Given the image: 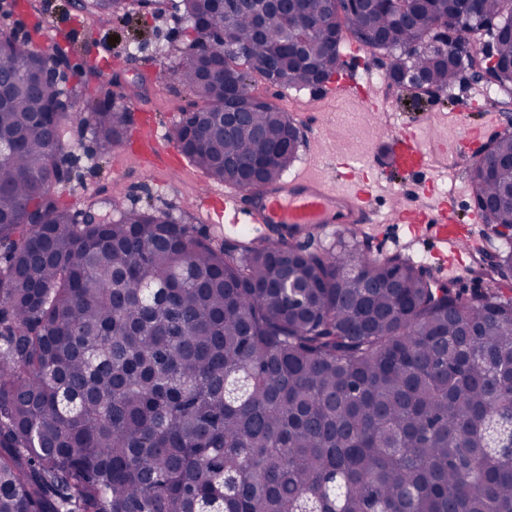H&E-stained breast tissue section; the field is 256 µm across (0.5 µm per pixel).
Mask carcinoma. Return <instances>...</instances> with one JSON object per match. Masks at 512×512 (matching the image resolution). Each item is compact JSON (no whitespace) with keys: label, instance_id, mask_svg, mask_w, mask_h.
<instances>
[{"label":"carcinoma","instance_id":"cac0c4a2","mask_svg":"<svg viewBox=\"0 0 512 512\" xmlns=\"http://www.w3.org/2000/svg\"><path fill=\"white\" fill-rule=\"evenodd\" d=\"M194 33L176 79L198 110L218 111L225 79L271 62L287 31L323 23L321 0L245 50L218 31L213 0H179ZM117 24L127 0H88ZM338 16L339 38L376 35L394 52L386 78L418 71L448 91L491 51L512 61L506 0H475L479 22L448 37V54L421 45L448 18V0ZM484 31L477 46L471 34ZM16 83L0 104V512H512V237L485 287L471 295L399 255L347 245L302 248L322 227L278 224L237 244L164 212L131 208L77 221L54 189L71 173L64 146L74 119L105 157L130 113L114 104L112 73L85 68L95 93L41 78L50 55L0 32ZM222 79L203 80L210 61ZM336 68V48L313 39L311 61L279 58V86L313 87ZM251 132L195 127L188 161L218 183L261 191L299 148L287 114L255 94ZM466 171L490 228L512 226V175L471 160Z\"/></svg>","mask_w":512,"mask_h":512}]
</instances>
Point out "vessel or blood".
I'll use <instances>...</instances> for the list:
<instances>
[{
    "label": "vessel or blood",
    "mask_w": 512,
    "mask_h": 512,
    "mask_svg": "<svg viewBox=\"0 0 512 512\" xmlns=\"http://www.w3.org/2000/svg\"><path fill=\"white\" fill-rule=\"evenodd\" d=\"M388 165L407 176L429 171L427 152L414 136L389 135ZM370 186L339 189L335 181L309 173L292 181L268 187L260 193L237 191L225 195L224 208L230 212L247 209L255 224H372L376 217L370 202ZM392 220L407 225L412 235H419L422 225H431L440 245L458 247L462 238L457 216L447 201L416 209L405 206L395 211Z\"/></svg>",
    "instance_id": "obj_1"
}]
</instances>
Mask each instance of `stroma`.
<instances>
[{"instance_id": "obj_1", "label": "stroma", "mask_w": 512, "mask_h": 512, "mask_svg": "<svg viewBox=\"0 0 512 512\" xmlns=\"http://www.w3.org/2000/svg\"><path fill=\"white\" fill-rule=\"evenodd\" d=\"M175 3L157 0L155 9L148 11L133 0L130 15L120 26L100 24L98 16L73 8L71 0H47L35 17L5 5L0 6V28L33 31L37 45L47 51L57 32L68 29L71 20H78L88 36L79 45L67 46L71 68L85 67L90 55L103 58L117 83L115 103L126 107L132 116L125 142L102 160L95 155L90 133L72 129L68 148L74 154V164L70 179L58 188L60 203L75 214L89 208L107 212L115 201L126 208L148 206L184 217L188 223L205 225L213 235L233 243L247 237L246 226L232 227L213 212L212 200L199 195L201 185H209L220 195L225 185L209 182L174 148L173 125L193 101L174 76L193 38ZM340 56L345 63L341 77L353 82L354 93L350 96L334 95L329 82L318 88L284 89L270 85L258 73L250 75L252 89L294 116L300 133L299 151L284 171V178L308 171L332 179L337 177V166H344L342 185L371 179L372 206L380 216L399 208L411 191L421 194L427 204L449 198L460 219L466 220V230L475 245L495 252L497 239L486 236L483 225L468 221L475 208L472 187L463 169L437 168L433 191H423L420 181L386 170L385 147L377 143L376 137L383 129L382 114L387 111L400 132L415 135L425 150L434 151L439 143L453 141L467 120L479 128L478 137L470 144L475 151L492 136L511 129L512 117L479 108L483 89L471 80L455 85L437 100L403 88L395 89L392 98H383L375 89L390 66L388 51L372 52L349 40L341 46ZM370 102L376 104V111L367 110ZM146 124L154 127L162 144L172 147L169 166L157 165L147 155L135 157L140 130ZM353 238L370 244L373 253L421 262L437 278H454L465 287L472 284L470 254L454 262L451 256L438 252L428 229L415 239L403 224H372L356 234L348 225L331 224L305 247L335 246Z\"/></svg>"}]
</instances>
